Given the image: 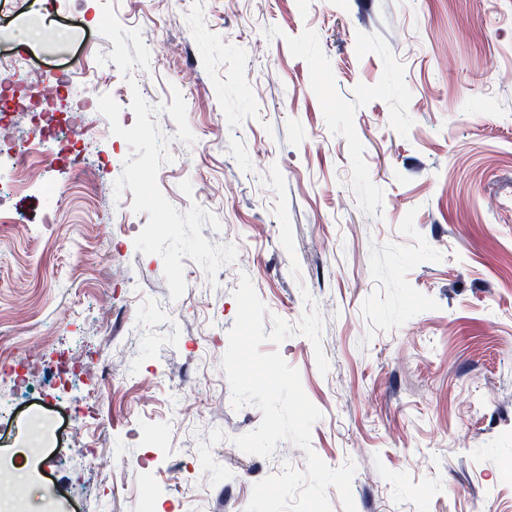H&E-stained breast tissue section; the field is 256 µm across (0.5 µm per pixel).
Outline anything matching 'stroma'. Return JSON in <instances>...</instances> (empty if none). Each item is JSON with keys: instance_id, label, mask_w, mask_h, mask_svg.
I'll return each mask as SVG.
<instances>
[{"instance_id": "obj_1", "label": "stroma", "mask_w": 512, "mask_h": 512, "mask_svg": "<svg viewBox=\"0 0 512 512\" xmlns=\"http://www.w3.org/2000/svg\"><path fill=\"white\" fill-rule=\"evenodd\" d=\"M107 1L150 50L126 77L96 60ZM2 53L48 78L82 59L73 96L112 95L129 124L133 91L180 90L194 141L157 109L158 186L242 260L211 278L183 258L171 300L134 245L147 214L114 205L128 144L76 113L109 165L0 196V336L55 338L21 355L26 385L0 377V512H136L138 458L154 512H245L310 450L355 464L356 512H512V0H0ZM245 275L292 328L261 349L321 412L310 450L234 443L262 414L233 409L209 353ZM65 351L103 372L62 386Z\"/></svg>"}]
</instances>
